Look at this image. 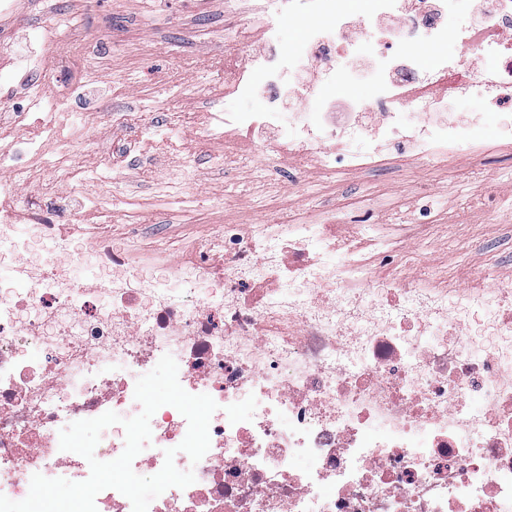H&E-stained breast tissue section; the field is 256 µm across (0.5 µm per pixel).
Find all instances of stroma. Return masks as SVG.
<instances>
[{"mask_svg":"<svg viewBox=\"0 0 512 512\" xmlns=\"http://www.w3.org/2000/svg\"><path fill=\"white\" fill-rule=\"evenodd\" d=\"M32 29L55 32V54L80 55L79 67L69 71L76 120L69 133L83 137L82 173L64 189L84 202L78 223L108 221L113 244L147 248L159 241L178 257L184 240L217 233L225 219L250 224L261 215L256 167L225 175L223 142L207 131L210 113L264 106L258 96L224 93V0H11L10 12L0 16V40L12 53L0 56V72L28 55L50 94L60 73L28 41ZM179 112L198 116L192 133L175 132L161 148H147L146 162L123 161V151L139 147L141 129ZM419 177L432 187L438 221L426 242L408 239L405 251L426 246L432 267L454 277L456 250L468 252L474 273L493 257L496 279L512 280V256L501 247L512 231V206L495 207L512 195V168H500L497 157L481 171L471 170L462 153L441 168L360 172L326 189L336 204L365 193L394 204ZM464 197L484 203L462 220L455 209Z\"/></svg>","mask_w":512,"mask_h":512,"instance_id":"stroma-1","label":"stroma"}]
</instances>
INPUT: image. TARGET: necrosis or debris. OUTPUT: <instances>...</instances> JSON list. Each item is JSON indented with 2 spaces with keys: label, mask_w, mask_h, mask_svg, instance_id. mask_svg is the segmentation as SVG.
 <instances>
[{
  "label": "necrosis or debris",
  "mask_w": 512,
  "mask_h": 512,
  "mask_svg": "<svg viewBox=\"0 0 512 512\" xmlns=\"http://www.w3.org/2000/svg\"><path fill=\"white\" fill-rule=\"evenodd\" d=\"M328 2L256 0L269 44L259 55L247 30L229 27L224 88L267 105L216 115L225 173L259 151L268 181L283 157L326 178L441 167L462 152L481 169L483 113L440 118L474 93L500 109L496 142L512 161V0H480V17L455 31L448 17L466 0H369L365 18ZM299 13L303 38L281 44L282 16ZM364 39L379 46L372 96L338 111L337 83ZM427 43L439 52L425 61L416 50ZM481 53L495 66L475 70ZM313 70L325 73L316 112L286 84ZM71 93L59 83L51 118L0 147V494L23 500L36 473L86 480L61 430L140 414L135 382L168 353L184 390L218 408L196 463L178 449L186 418L170 405L154 413L134 472L158 473L172 448L196 481L148 512H512V283L461 284L427 271L424 255L400 259L399 242L435 216L427 185L409 224L375 220L365 196L339 212L318 195L245 236L225 225L176 261L161 250L139 260L102 238L83 246L67 230L81 203L60 194L78 174L75 148L53 174L43 165ZM351 112L382 122L371 132ZM33 181L38 195L22 197Z\"/></svg>",
  "instance_id": "4bbe7bcc"
}]
</instances>
